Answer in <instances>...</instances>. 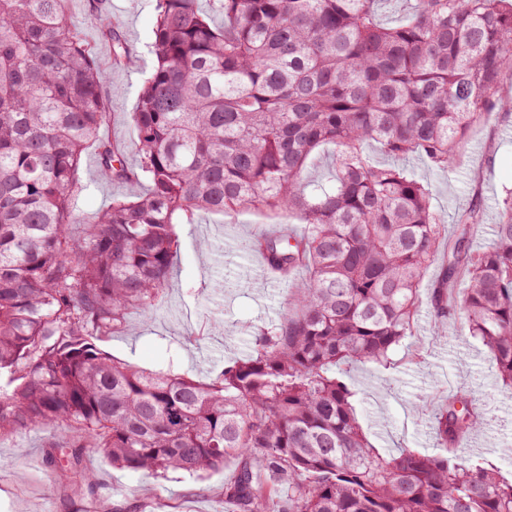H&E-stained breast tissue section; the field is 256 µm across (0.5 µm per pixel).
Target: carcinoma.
<instances>
[{"instance_id": "1", "label": "carcinoma", "mask_w": 512, "mask_h": 512, "mask_svg": "<svg viewBox=\"0 0 512 512\" xmlns=\"http://www.w3.org/2000/svg\"><path fill=\"white\" fill-rule=\"evenodd\" d=\"M377 2L223 0L218 29L197 0H156L157 64L131 113L148 189L112 200L75 238L88 145L105 178L134 177L100 139L103 74L65 0H0V434L57 426L48 464L75 493L99 499L84 466L95 449L159 477L232 460V512H512V479L458 456L483 424L472 398L450 394L435 414L439 452L384 455L341 373L387 365L414 335L447 230L428 188L369 149L460 162L512 72V0H415L397 26ZM324 145L335 183L312 187L305 172ZM243 209L296 223L247 249L289 284L305 273L250 353L201 383L98 349L95 337L161 301L182 217ZM459 226L434 328L462 319L512 391V196L491 246H470L474 213Z\"/></svg>"}]
</instances>
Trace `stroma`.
Wrapping results in <instances>:
<instances>
[{"instance_id":"1","label":"stroma","mask_w":512,"mask_h":512,"mask_svg":"<svg viewBox=\"0 0 512 512\" xmlns=\"http://www.w3.org/2000/svg\"><path fill=\"white\" fill-rule=\"evenodd\" d=\"M66 9L91 46L104 72L103 99L108 119L100 136L119 146L130 169L139 167L136 132L131 114L145 79L155 65L153 27L155 0H67ZM107 18L116 34L107 39L99 18ZM126 51L114 58V43ZM404 166L431 194L433 209L447 226L446 238H458V220L479 210L481 226L472 244L490 246V226L496 205L512 189V111L493 109L465 148V157L452 172L435 169L417 155L402 158ZM147 180L112 182L102 177L96 146L82 154L76 204L90 215L112 198L145 191ZM274 220L248 209L232 217L195 213L177 225L180 248L173 260L169 286L151 315L131 312L120 333L101 336L96 346L107 355L149 369L188 372L196 380L215 379L224 361L244 356L258 329L278 321L289 291L260 282L256 257L246 245L253 235L272 228ZM213 248L202 253L201 240ZM223 265L227 288L217 289L216 265ZM440 264L425 272L420 284L421 320L414 336L391 354L390 366L348 368L345 380L369 442L380 452L416 448L436 452L432 416L449 391L471 390L483 412V425L474 441L464 442L463 457L496 466L512 476V394L496 381L489 354L469 336L460 319L446 323L445 337L433 333L429 299L439 281ZM57 428L43 426L0 435V512H225L224 485L235 474L234 464L198 479L182 473L158 478L114 468L100 453H88L86 465L103 489L100 502L63 491L46 461L49 448L60 443Z\"/></svg>"}]
</instances>
